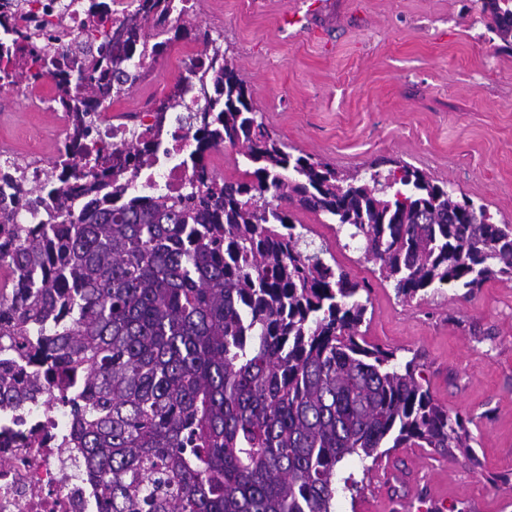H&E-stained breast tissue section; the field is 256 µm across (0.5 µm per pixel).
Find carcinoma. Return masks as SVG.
Wrapping results in <instances>:
<instances>
[{"instance_id":"cac0c4a2","label":"carcinoma","mask_w":512,"mask_h":512,"mask_svg":"<svg viewBox=\"0 0 512 512\" xmlns=\"http://www.w3.org/2000/svg\"><path fill=\"white\" fill-rule=\"evenodd\" d=\"M20 4L0 0V66L15 82L53 76L55 102L73 113L57 179L83 176L80 161L108 167L84 138L112 98L137 81L116 67L117 47L72 55L65 16H33L16 36ZM147 42L162 29L163 56L180 39L170 0H146ZM491 25L512 39V0H487ZM210 93L193 153L238 150L247 169L190 186L179 197L102 200L85 188L83 211L60 201L55 223L16 235L18 211L0 206V404L20 409L54 385L100 489V512H335L340 463L371 470L410 442L461 454L474 468L467 421L421 383L417 356L362 342L367 284L302 247L293 211L322 214L361 244L363 259L411 301L428 290L512 280V224L456 200L408 165L342 174L274 137L248 82L219 39L202 36ZM177 84L158 107H181ZM371 465H366V461Z\"/></svg>"}]
</instances>
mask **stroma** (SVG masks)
I'll return each mask as SVG.
<instances>
[{
	"mask_svg": "<svg viewBox=\"0 0 512 512\" xmlns=\"http://www.w3.org/2000/svg\"><path fill=\"white\" fill-rule=\"evenodd\" d=\"M192 22L164 64L115 99L113 115L166 99L177 51L202 50L203 30L223 37L292 154L349 172L401 161L512 224V44L487 26L480 0H197ZM52 92L0 88V140L15 156L46 157L62 144L59 115L41 102ZM296 217L313 247L368 282L364 339L403 361L419 356L425 387L467 420L483 465L405 447L368 472L349 460L339 475L360 490L338 493L336 512H426L429 499L446 512H512V483L490 481L512 473V281L404 303L333 225Z\"/></svg>",
	"mask_w": 512,
	"mask_h": 512,
	"instance_id": "stroma-1",
	"label": "stroma"
}]
</instances>
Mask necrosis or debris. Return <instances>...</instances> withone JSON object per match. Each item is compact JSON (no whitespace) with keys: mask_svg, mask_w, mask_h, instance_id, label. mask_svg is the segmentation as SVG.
Masks as SVG:
<instances>
[{"mask_svg":"<svg viewBox=\"0 0 512 512\" xmlns=\"http://www.w3.org/2000/svg\"><path fill=\"white\" fill-rule=\"evenodd\" d=\"M199 99L185 101L180 112L157 120L154 108L138 112L132 122L103 119L93 142L112 154L113 167L91 170L85 181L62 186L72 207H80L85 183L111 184L122 179L126 189L145 197H175L198 183L191 157L197 147L190 118ZM147 143L146 163L129 167L133 146ZM66 414L52 403H35L18 415L0 408V512H98V490L88 478L79 449L68 447L63 431Z\"/></svg>","mask_w":512,"mask_h":512,"instance_id":"obj_1","label":"necrosis or debris"}]
</instances>
